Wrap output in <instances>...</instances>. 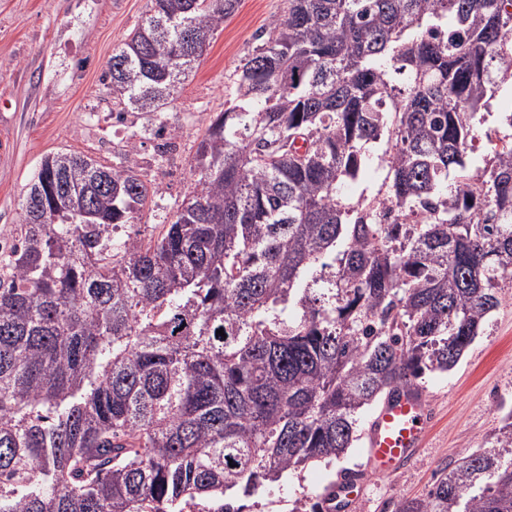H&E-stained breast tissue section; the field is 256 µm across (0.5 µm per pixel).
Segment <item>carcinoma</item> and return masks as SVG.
<instances>
[{"instance_id": "1", "label": "carcinoma", "mask_w": 512, "mask_h": 512, "mask_svg": "<svg viewBox=\"0 0 512 512\" xmlns=\"http://www.w3.org/2000/svg\"><path fill=\"white\" fill-rule=\"evenodd\" d=\"M239 3L149 0L112 93L164 111ZM258 38L155 240L124 233L135 168L43 161L0 250V512H244L512 288V135L468 156L512 90V0H288ZM396 512H512V411ZM510 110H512V100L510 96H499L495 101H493V113L490 115H486L485 122L479 125L475 136V155L477 157H483L492 154L496 147V144L498 143L497 137L494 132V130L498 127L497 112H508Z\"/></svg>"}]
</instances>
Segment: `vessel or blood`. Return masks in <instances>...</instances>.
<instances>
[{
  "mask_svg": "<svg viewBox=\"0 0 512 512\" xmlns=\"http://www.w3.org/2000/svg\"><path fill=\"white\" fill-rule=\"evenodd\" d=\"M430 413L423 392L400 390L388 396L377 409L366 432V465L378 475L396 473L398 465L413 457L426 442ZM361 485L348 477L329 483L325 489L328 512H348Z\"/></svg>",
  "mask_w": 512,
  "mask_h": 512,
  "instance_id": "obj_1",
  "label": "vessel or blood"
}]
</instances>
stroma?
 Wrapping results in <instances>:
<instances>
[{
  "mask_svg": "<svg viewBox=\"0 0 512 512\" xmlns=\"http://www.w3.org/2000/svg\"><path fill=\"white\" fill-rule=\"evenodd\" d=\"M148 0H0V233L20 223L24 197L44 158L80 153L104 165L134 166L154 196L131 232L157 236L191 187L197 146L224 109L233 75L286 0H240L174 100L151 116L122 104L104 73L114 48L141 21ZM177 131L162 152L159 127ZM420 385L434 415L429 440L406 469L368 472L363 446L332 463L285 475L245 498L249 512H292L320 495L338 472L362 470L351 512H395L402 498L425 493L439 468L485 447L512 405V288L451 371L425 373Z\"/></svg>",
  "mask_w": 512,
  "mask_h": 512,
  "instance_id": "obj_1",
  "label": "stroma"
}]
</instances>
